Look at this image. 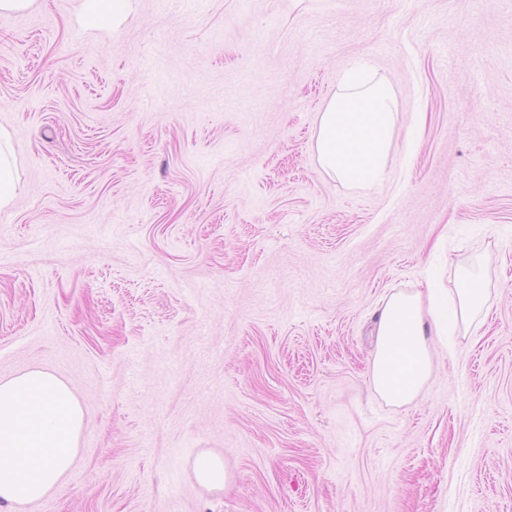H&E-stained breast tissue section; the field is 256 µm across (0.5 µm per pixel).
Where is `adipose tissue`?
Masks as SVG:
<instances>
[{
    "label": "adipose tissue",
    "mask_w": 512,
    "mask_h": 512,
    "mask_svg": "<svg viewBox=\"0 0 512 512\" xmlns=\"http://www.w3.org/2000/svg\"><path fill=\"white\" fill-rule=\"evenodd\" d=\"M389 83L345 74L320 114L314 152L320 169L351 189L380 183L394 142L396 114ZM22 188L11 135L0 130V208ZM456 299L439 289L393 293L375 326V391L392 405L416 400L433 372L432 343L447 339L449 324L469 329L487 303L484 283L460 271ZM83 410L69 386L33 369L0 380V504L43 499L71 470L79 451Z\"/></svg>",
    "instance_id": "obj_1"
}]
</instances>
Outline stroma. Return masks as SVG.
Wrapping results in <instances>:
<instances>
[{
    "instance_id": "35a3bbf8",
    "label": "stroma",
    "mask_w": 512,
    "mask_h": 512,
    "mask_svg": "<svg viewBox=\"0 0 512 512\" xmlns=\"http://www.w3.org/2000/svg\"><path fill=\"white\" fill-rule=\"evenodd\" d=\"M82 2L0 15V379L84 412L66 477L0 512H512V0ZM361 66L397 110L367 193L313 151ZM475 261L484 314L388 404L377 309ZM128 0H86L85 7L88 18L93 23L107 22L112 25L121 22L125 15ZM22 189L11 135L0 130V208L7 207ZM194 471L203 486L209 489L224 488V462L220 457L212 454L200 455L194 463Z\"/></svg>"
}]
</instances>
